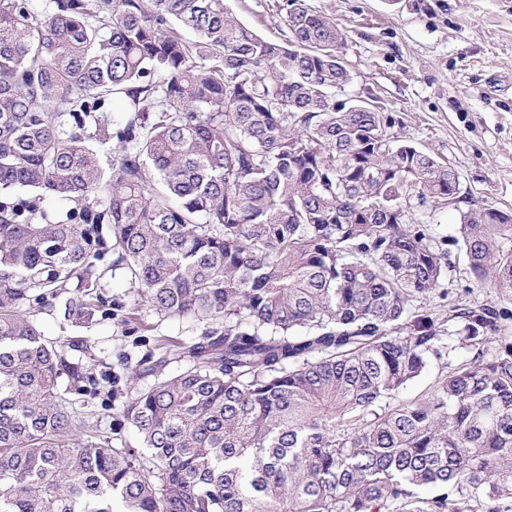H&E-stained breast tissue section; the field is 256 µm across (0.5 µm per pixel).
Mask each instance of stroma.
<instances>
[{
  "label": "stroma",
  "mask_w": 512,
  "mask_h": 512,
  "mask_svg": "<svg viewBox=\"0 0 512 512\" xmlns=\"http://www.w3.org/2000/svg\"><path fill=\"white\" fill-rule=\"evenodd\" d=\"M280 0H224L226 8L262 37L287 41ZM341 30V56L351 80L338 101L377 100L395 120L394 134L448 163L459 176V201L450 209L413 206L436 235L455 236L462 211L488 205L512 213V0H306ZM442 289L449 299L496 305L478 286L464 258ZM143 329L120 318L93 316L61 323L58 307L36 320L45 336L64 344L91 381L76 412L116 448H136L130 426L114 427L131 394L151 384L132 377L119 356L161 357L171 341L188 342L204 326L141 307Z\"/></svg>",
  "instance_id": "stroma-1"
}]
</instances>
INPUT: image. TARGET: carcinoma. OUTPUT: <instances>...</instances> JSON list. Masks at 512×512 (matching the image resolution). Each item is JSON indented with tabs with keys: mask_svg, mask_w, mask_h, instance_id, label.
I'll return each instance as SVG.
<instances>
[{
	"mask_svg": "<svg viewBox=\"0 0 512 512\" xmlns=\"http://www.w3.org/2000/svg\"><path fill=\"white\" fill-rule=\"evenodd\" d=\"M53 3L0 0V512H512V309L415 308L450 244L512 304V215L415 222L458 176L336 103L343 36L306 0L279 5L286 45L224 0ZM111 267L124 321L208 325L116 414L147 456L75 442L58 381L84 374L34 319L61 295L66 321L110 315ZM449 349L474 356L399 399ZM99 292L108 301L118 299L124 301L127 305L131 304L133 299L136 298L133 288H130L128 276L123 270H117L115 276H112L109 272L101 281Z\"/></svg>",
	"mask_w": 512,
	"mask_h": 512,
	"instance_id": "obj_1",
	"label": "carcinoma"
}]
</instances>
